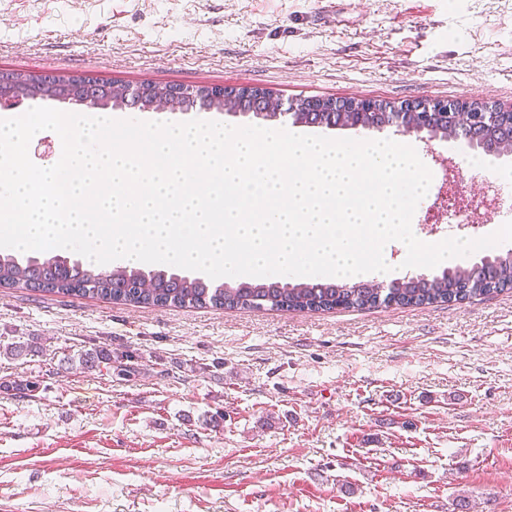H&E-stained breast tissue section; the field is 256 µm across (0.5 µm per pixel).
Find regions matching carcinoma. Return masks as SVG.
I'll use <instances>...</instances> for the list:
<instances>
[{
  "label": "carcinoma",
  "mask_w": 512,
  "mask_h": 512,
  "mask_svg": "<svg viewBox=\"0 0 512 512\" xmlns=\"http://www.w3.org/2000/svg\"><path fill=\"white\" fill-rule=\"evenodd\" d=\"M33 77L25 72H3L0 81L18 83L16 92L27 100L63 101L71 91L65 84H29ZM98 96L97 107L119 108L123 102L124 84L119 81L87 80ZM208 87H193V97L164 96L168 110L184 112L194 106L224 112H263L274 117L278 97L272 93L248 97L206 94ZM336 98H320L312 106L306 99L297 101L301 121L340 127L356 124L368 129L385 121V115H358L343 106L332 107ZM478 140L512 146V129L496 126L475 130ZM475 267L446 268L442 274L427 281L417 276L393 282L387 296L397 306H423L438 303H460L471 298L512 290V251L491 257L484 276L474 274ZM0 288H21L54 295L90 296L139 307L217 308L226 310L329 311L334 309H369L376 306V289L347 283H249L224 284L215 287L201 278L167 275L161 271L145 273L139 268L115 266L94 272L79 262L53 256L27 260L21 264L10 253L0 252Z\"/></svg>",
  "instance_id": "cac0c4a2"
}]
</instances>
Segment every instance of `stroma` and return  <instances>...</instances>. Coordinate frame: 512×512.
<instances>
[{"mask_svg": "<svg viewBox=\"0 0 512 512\" xmlns=\"http://www.w3.org/2000/svg\"><path fill=\"white\" fill-rule=\"evenodd\" d=\"M0 0V72L512 106V0ZM412 228L480 238L512 154L407 139ZM455 162L467 213L433 221ZM366 282L441 275L403 267ZM31 344L11 355V347ZM111 347L113 364L83 363ZM0 512H512V292L363 310L135 307L0 288Z\"/></svg>", "mask_w": 512, "mask_h": 512, "instance_id": "stroma-1", "label": "stroma"}]
</instances>
